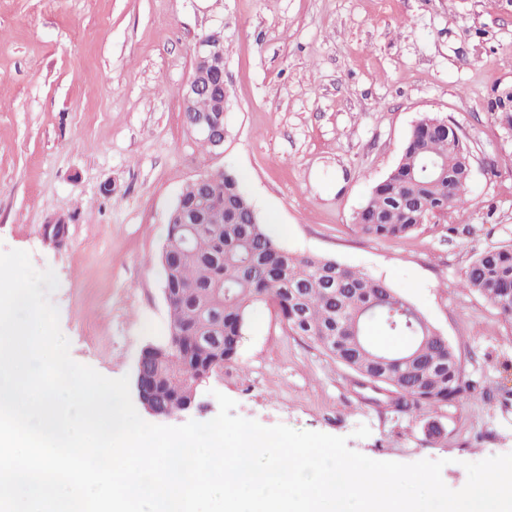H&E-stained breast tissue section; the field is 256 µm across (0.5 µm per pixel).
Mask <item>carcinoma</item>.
I'll use <instances>...</instances> for the list:
<instances>
[{
    "mask_svg": "<svg viewBox=\"0 0 512 512\" xmlns=\"http://www.w3.org/2000/svg\"><path fill=\"white\" fill-rule=\"evenodd\" d=\"M222 86L196 99L197 112L216 109ZM497 119L512 130V97L496 102ZM468 149L458 129L425 116L406 139L395 166L353 216V230L376 238H409L428 214L464 208L470 181ZM184 205L203 225L175 274L162 271L168 303L165 341L145 364L152 397L170 413L207 368L234 360L249 312L271 307L287 332L313 342L395 411L421 418L432 442L443 438L439 410L477 389L466 378L460 351L397 289L343 263L296 256L266 232L236 175L186 185ZM459 287L487 299L512 326V244L486 250L466 267ZM404 338L395 348L376 343L371 327Z\"/></svg>",
    "mask_w": 512,
    "mask_h": 512,
    "instance_id": "cac0c4a2",
    "label": "carcinoma"
}]
</instances>
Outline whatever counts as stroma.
<instances>
[{"label":"stroma","mask_w":512,"mask_h":512,"mask_svg":"<svg viewBox=\"0 0 512 512\" xmlns=\"http://www.w3.org/2000/svg\"><path fill=\"white\" fill-rule=\"evenodd\" d=\"M224 33V152L202 148L182 90L193 48ZM512 85V0H0V250L53 270L50 300L71 358L134 376L169 321L157 264L182 188L232 171L271 237L388 281L461 351L481 393L441 411L445 436L418 422L310 340L252 307L238 358L200 388L237 415L348 440L378 461L465 463L512 453V326L458 286L479 253L512 242V136L485 103ZM456 124L472 175L464 214L407 239L352 230L414 123ZM111 194H104V185ZM68 220L56 243L44 226Z\"/></svg>","instance_id":"35a3bbf8"}]
</instances>
